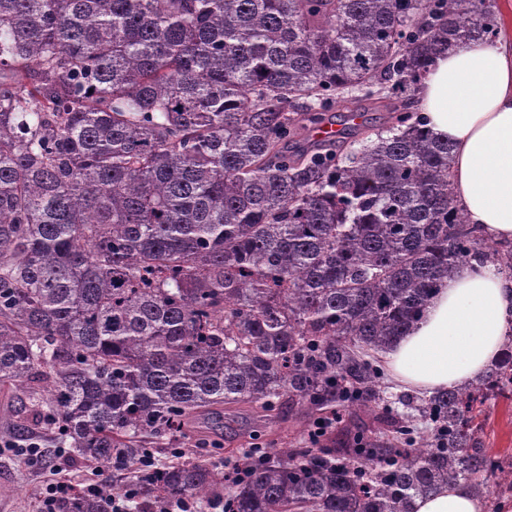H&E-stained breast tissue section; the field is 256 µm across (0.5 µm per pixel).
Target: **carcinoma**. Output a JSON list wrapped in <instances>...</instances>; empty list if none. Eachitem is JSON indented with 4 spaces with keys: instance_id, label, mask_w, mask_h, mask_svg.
Masks as SVG:
<instances>
[{
    "instance_id": "cac0c4a2",
    "label": "carcinoma",
    "mask_w": 512,
    "mask_h": 512,
    "mask_svg": "<svg viewBox=\"0 0 512 512\" xmlns=\"http://www.w3.org/2000/svg\"><path fill=\"white\" fill-rule=\"evenodd\" d=\"M490 0H0V384L57 448L128 471L135 512L204 498L212 465L145 467L149 440L241 404L339 403L372 417L343 448L237 462L224 512H413L457 482L512 492L481 447L512 396V338L485 375L375 413L378 356L474 261L512 245L468 222L452 145L404 98ZM357 101L400 105L342 150L285 145ZM112 487L56 512H107Z\"/></svg>"
}]
</instances>
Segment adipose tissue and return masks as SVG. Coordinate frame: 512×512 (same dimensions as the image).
Returning a JSON list of instances; mask_svg holds the SVG:
<instances>
[{
	"instance_id": "1",
	"label": "adipose tissue",
	"mask_w": 512,
	"mask_h": 512,
	"mask_svg": "<svg viewBox=\"0 0 512 512\" xmlns=\"http://www.w3.org/2000/svg\"><path fill=\"white\" fill-rule=\"evenodd\" d=\"M418 96L427 128L454 146L452 182L469 222L512 241V27L440 55ZM511 331L512 281L495 264L476 263L444 282L383 359L399 384L432 392L483 374ZM414 512H482V505L457 484L416 499Z\"/></svg>"
}]
</instances>
